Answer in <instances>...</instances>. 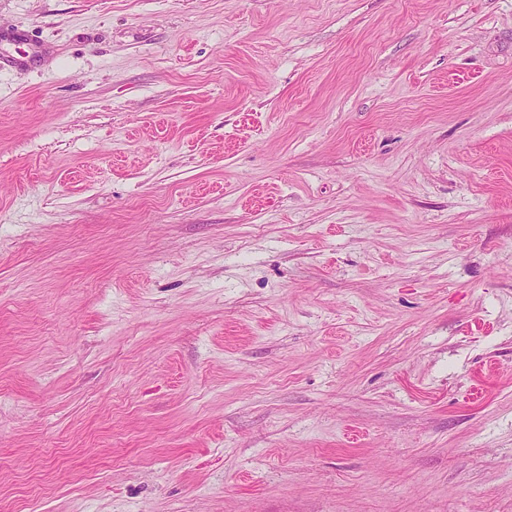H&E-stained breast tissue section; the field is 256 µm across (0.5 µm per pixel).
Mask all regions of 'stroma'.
Wrapping results in <instances>:
<instances>
[{
    "instance_id": "obj_1",
    "label": "stroma",
    "mask_w": 512,
    "mask_h": 512,
    "mask_svg": "<svg viewBox=\"0 0 512 512\" xmlns=\"http://www.w3.org/2000/svg\"><path fill=\"white\" fill-rule=\"evenodd\" d=\"M0 52V512H512V0H0Z\"/></svg>"
}]
</instances>
